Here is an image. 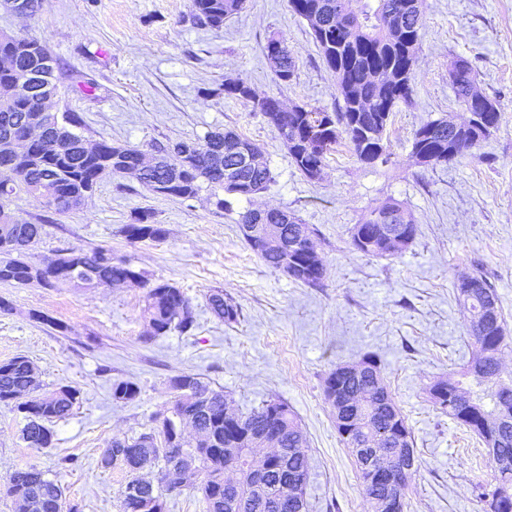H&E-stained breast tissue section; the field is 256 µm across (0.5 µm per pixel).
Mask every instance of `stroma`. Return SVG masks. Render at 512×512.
I'll return each mask as SVG.
<instances>
[{
	"mask_svg": "<svg viewBox=\"0 0 512 512\" xmlns=\"http://www.w3.org/2000/svg\"><path fill=\"white\" fill-rule=\"evenodd\" d=\"M191 0H45L24 16L0 7V32L41 40L56 62V112L84 118L82 132L140 149L169 138H204L234 130L263 147L274 181L252 201L256 208L295 213L320 232L324 287L305 288L265 265L244 243L236 211L217 209L209 191L179 200L153 194L134 178L105 179L85 204L55 214L19 193L7 201L22 221H42L32 248L41 263L56 251L111 248L145 272L181 288L197 327L151 342L143 316L144 291L135 286L85 289L0 283V362L23 355L43 390L71 385L80 403L53 424L51 447H27L23 420L0 402V512H16L6 493L10 474L33 466L51 474L74 512H118L125 477L99 458L114 438L134 437L162 417L170 377L200 374L231 394L241 411L268 397L288 403L307 436L309 512H368L355 459L342 443L323 395L334 366L380 358L388 389L415 438L421 468L406 512H482L478 487L490 482L493 459L475 435L440 414L424 387L471 356L467 315L454 283L480 263L495 284L512 335V0H425L414 100L399 105L387 130L390 161L361 164L346 147L328 158L320 181L292 164L277 130L251 106L224 98L227 79H245L256 94L285 104L328 110L336 86L305 21L288 0H247L223 28L188 20ZM283 37L296 75L280 85L263 52ZM476 69L479 88L501 104L497 132L482 157L424 169L410 156L414 131L447 115L463 120L448 68L457 58ZM414 213L419 232L395 258L353 250L350 229L388 198ZM149 208L168 234L128 242L121 229ZM224 289L239 304V322L225 324L206 295ZM62 323L54 330L38 315ZM141 390L136 401L112 399V383Z\"/></svg>",
	"mask_w": 512,
	"mask_h": 512,
	"instance_id": "stroma-1",
	"label": "stroma"
}]
</instances>
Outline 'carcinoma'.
Wrapping results in <instances>:
<instances>
[{"mask_svg": "<svg viewBox=\"0 0 512 512\" xmlns=\"http://www.w3.org/2000/svg\"><path fill=\"white\" fill-rule=\"evenodd\" d=\"M246 0H192L191 20L198 27L220 29L224 22L244 9ZM289 0L291 11L305 20L323 65L336 81V108L293 104L285 106L275 96H258L242 78L228 79L221 91L228 99L251 104L265 121L275 127L296 168L309 180L321 178L327 156L345 144L358 161L374 165L388 162L386 128L396 104L409 103L414 93L423 0ZM277 81L290 83L296 71L289 50L268 57ZM456 79L451 82L456 100L478 112L483 124H458L445 117L422 124L414 133L411 154L424 168L446 167L477 153L498 129L502 112L499 102L479 91L474 69L465 58L458 59ZM55 61L39 39L27 34L0 33V167L13 165L16 175L0 197L24 193L57 214L69 212L85 202L107 176L133 173L143 152L136 146L101 139L94 150L84 146L82 118L75 112L60 115L46 110V101L56 92ZM29 140L27 152L18 157L15 141ZM154 164L136 179L154 194L189 200L203 186L214 190L216 206L232 207V201H251L252 186L265 190L273 181L265 151L233 130L215 131L204 139L182 138L152 145ZM264 228L280 231L291 245L300 270L292 280L307 288L324 287L326 265L315 241L318 230L303 224L293 214L271 209ZM403 238V247L414 243L418 225L413 213L400 201L389 199L368 211L351 229L353 249L365 256L391 258L383 225ZM44 225L20 222L0 204V283L35 284L52 288L51 269H39L29 250L43 235ZM131 243L161 241L167 229L151 209L138 212L133 222L122 227ZM249 248L270 268L279 270L276 254L257 248L244 234ZM79 288H107L121 281L145 289L143 315L151 328L148 342L172 331L182 335L196 328L190 299L175 285L151 281L145 273L112 250L96 247L73 257ZM480 285L468 293L466 283L455 282L458 299L468 315L472 357L458 370L437 376L425 391L433 406L459 426L476 434L485 445L495 443L504 463L498 466L492 489L479 494L484 512H501L495 503L512 500V387L503 385L504 351L512 347L506 336L502 312H497L495 330L482 326L485 298L499 299L494 283L475 265L468 274ZM211 313L227 324L241 317L239 304L222 290L206 297ZM359 376L348 382L350 393H360L369 405L391 400L380 359L366 354ZM173 394L170 415L149 431L131 439L117 438L105 449L100 463L125 475L120 512H165L163 493L185 490L201 495L206 512H237L235 497L247 499L244 512H271L273 498L288 497V512H307L305 490L298 494L280 488L281 460L263 447L260 431L281 433L280 447L287 449L288 470L296 481L307 485L309 463L306 434L297 416L284 400L262 401L250 412L236 411L222 388H214L197 373L183 372L169 379ZM472 397L465 408L456 404L458 393ZM140 388L133 382L112 383V399L129 403ZM80 391L60 386L41 391L32 362L16 356L0 363V402L16 403L24 426L22 439L32 448H49L54 434L51 424L66 419L79 403ZM346 447L354 444L379 448L377 463L382 468L400 464L397 448L414 447L415 439L397 405L377 413L356 416L345 426H336ZM191 462L193 481L178 473L176 459ZM256 464L270 470L265 490L255 492L243 485L237 492L224 490V472ZM17 512H65V493L58 480L35 467L19 468L7 482Z\"/></svg>", "mask_w": 512, "mask_h": 512, "instance_id": "obj_1", "label": "carcinoma"}]
</instances>
